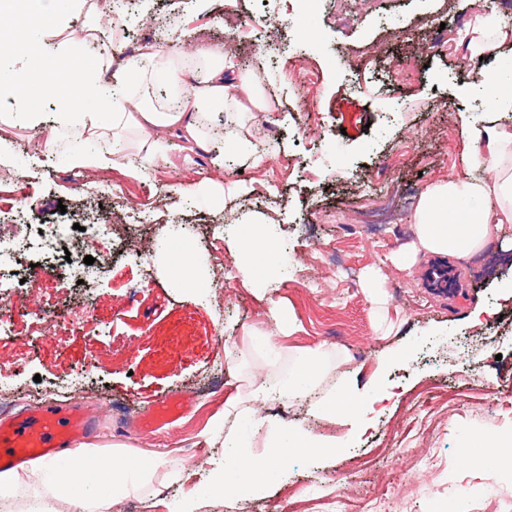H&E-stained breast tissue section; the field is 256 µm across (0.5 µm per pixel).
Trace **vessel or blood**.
Returning a JSON list of instances; mask_svg holds the SVG:
<instances>
[{"instance_id": "b4317fda", "label": "vessel or blood", "mask_w": 512, "mask_h": 512, "mask_svg": "<svg viewBox=\"0 0 512 512\" xmlns=\"http://www.w3.org/2000/svg\"><path fill=\"white\" fill-rule=\"evenodd\" d=\"M182 401L164 398L144 417V428L155 431L180 417ZM93 423L80 406L45 405L0 422V469H12L37 458H56L75 450L88 438Z\"/></svg>"}]
</instances>
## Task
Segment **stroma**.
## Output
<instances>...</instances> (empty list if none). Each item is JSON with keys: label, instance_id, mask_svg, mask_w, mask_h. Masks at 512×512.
Returning a JSON list of instances; mask_svg holds the SVG:
<instances>
[{"label": "stroma", "instance_id": "1", "mask_svg": "<svg viewBox=\"0 0 512 512\" xmlns=\"http://www.w3.org/2000/svg\"><path fill=\"white\" fill-rule=\"evenodd\" d=\"M472 13L471 0H327L304 20L296 0H131L110 51L132 56L150 42L178 57L203 39L223 48L237 76L262 78L273 107L248 126L266 142L255 160L214 169L232 118L220 107L203 115L206 149L165 136L162 152L117 160L108 186L60 165L40 129H14L0 155V239H21L30 224L66 231L117 210L149 215L126 231L147 244L145 254H115L93 290L64 289L60 256L22 254L23 289L0 275L8 314L44 309L62 320L48 341L0 337V381L23 387L28 406L51 397L80 405L97 425L82 445L89 466L118 459L150 478L110 512H183L190 502L194 512H512V470L474 478L465 468L471 433L512 435V224L469 257L430 254L407 271L392 263L413 238L419 195L464 168L457 114L486 108L481 67L456 46ZM302 23L314 40L289 53ZM401 57L411 67L397 74L390 63ZM17 179L26 186L19 199ZM263 221L290 266L258 292L227 240ZM217 223L224 239L215 246ZM188 236L199 275L226 272L223 309L207 290L177 288L167 271L170 242ZM371 267L388 295L379 312L363 291ZM484 307L490 316L471 326L469 314ZM277 308L288 324L270 318ZM380 316L394 333L375 334ZM268 333L271 355L255 341ZM313 348L327 355L318 395L383 390L391 397L382 411L357 433L307 402L266 405L255 451L282 423L341 448L298 456L259 493H207L210 472L224 464L218 422L229 402L252 404L256 378L286 376ZM65 379L88 393H57ZM437 387L455 400L433 397ZM165 397L187 400L186 414L144 432L143 415ZM21 473L20 496L72 512L73 498L51 496L43 471L29 464Z\"/></svg>", "mask_w": 512, "mask_h": 512}]
</instances>
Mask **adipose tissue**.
Returning <instances> with one entry per match:
<instances>
[{
    "label": "adipose tissue",
    "instance_id": "adipose-tissue-1",
    "mask_svg": "<svg viewBox=\"0 0 512 512\" xmlns=\"http://www.w3.org/2000/svg\"><path fill=\"white\" fill-rule=\"evenodd\" d=\"M120 23L117 15H103L93 0H0V59L17 53L24 56L20 69L0 70V106L11 108V124L42 129L50 146L63 127L79 126L87 138L100 140L108 130L133 125L143 135L141 148L149 151L159 145L151 137L156 130L202 146L200 107L222 106L241 95L253 107L265 108L258 86L248 79H234L232 64L217 50L200 53V67L192 68L147 45L134 57L110 59L105 70L111 74V83L102 86L101 70L81 57L79 47L65 33L76 26L83 36L97 40ZM457 43L470 59L490 62L480 73L481 85L489 91L486 117L478 125L461 119L467 171L438 181L421 194L413 215L414 240L394 259L401 269L411 268L425 253L476 254L512 223V126L499 118L500 113L512 112V98L502 92L512 85V72L501 66L503 59L512 58V26L478 10ZM158 83L174 90L171 104L147 102L148 88ZM41 90L56 94V111L40 109L37 93ZM472 168L486 169L487 174L470 177ZM232 246L243 259L242 273L247 278L257 260L270 259L279 251L259 225L236 236ZM324 368L323 353L308 350L297 359L284 385L258 380L254 399L256 403L302 399L316 388ZM377 399V394L346 387L315 404L314 410L326 418L342 417L360 424ZM244 423L261 425L255 406L224 421V445L230 453L211 483L227 495L254 492L277 481L297 454L336 448L335 442L282 424L270 432L268 452L257 453L239 432ZM474 443L478 453L466 464L470 472L512 468V437L482 433Z\"/></svg>",
    "mask_w": 512,
    "mask_h": 512
}]
</instances>
